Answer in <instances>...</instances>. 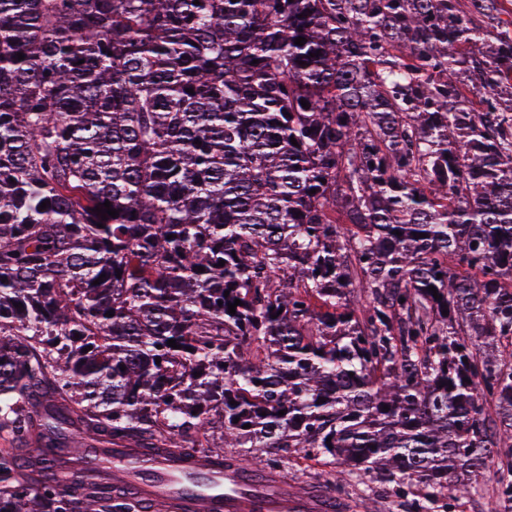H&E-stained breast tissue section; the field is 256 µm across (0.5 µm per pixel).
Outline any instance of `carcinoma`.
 I'll list each match as a JSON object with an SVG mask.
<instances>
[{
	"label": "carcinoma",
	"mask_w": 512,
	"mask_h": 512,
	"mask_svg": "<svg viewBox=\"0 0 512 512\" xmlns=\"http://www.w3.org/2000/svg\"><path fill=\"white\" fill-rule=\"evenodd\" d=\"M502 5L0 0V512H136L75 436L512 502Z\"/></svg>",
	"instance_id": "carcinoma-1"
}]
</instances>
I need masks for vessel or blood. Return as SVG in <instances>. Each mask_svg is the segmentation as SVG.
<instances>
[{
  "instance_id": "1",
  "label": "vessel or blood",
  "mask_w": 512,
  "mask_h": 512,
  "mask_svg": "<svg viewBox=\"0 0 512 512\" xmlns=\"http://www.w3.org/2000/svg\"><path fill=\"white\" fill-rule=\"evenodd\" d=\"M84 466H109L138 512H341L332 490L292 485L286 478L225 458L223 466L152 458L117 448L110 462L97 449L83 448Z\"/></svg>"
}]
</instances>
